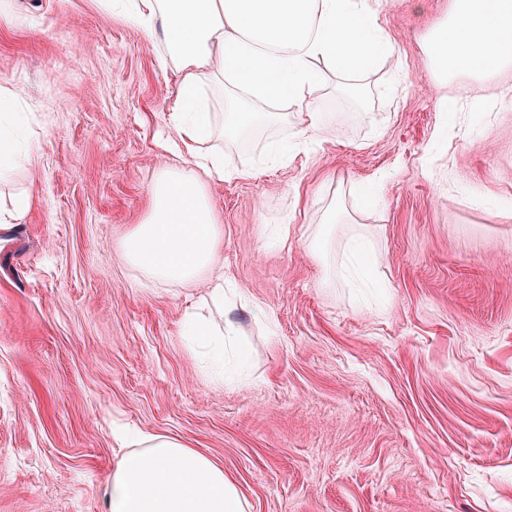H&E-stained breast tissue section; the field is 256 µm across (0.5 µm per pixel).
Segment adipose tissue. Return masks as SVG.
<instances>
[{
  "label": "adipose tissue",
  "instance_id": "ef3b65f1",
  "mask_svg": "<svg viewBox=\"0 0 512 512\" xmlns=\"http://www.w3.org/2000/svg\"><path fill=\"white\" fill-rule=\"evenodd\" d=\"M98 2L161 41L180 87L165 149L182 164L156 172L150 212L124 239L121 256L154 280L204 285L214 307L236 308L239 295L225 289L217 269L222 229L207 186L251 171L226 168L223 153L207 147L211 114L199 87L206 79L232 84L224 113L229 132L277 124L289 104L301 109L299 143L318 142L324 119L310 101L321 79L317 63L352 78L392 52L371 0ZM424 50L441 85L457 73L485 78L512 69V0H451ZM21 101L19 90L0 87V184L32 159L21 136ZM185 334L211 360V379L223 380V329L196 313ZM135 443L104 487L105 512H246L233 480L210 458L164 433L140 434Z\"/></svg>",
  "mask_w": 512,
  "mask_h": 512
}]
</instances>
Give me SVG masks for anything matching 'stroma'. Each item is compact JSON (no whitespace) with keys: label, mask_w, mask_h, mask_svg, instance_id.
<instances>
[{"label":"stroma","mask_w":512,"mask_h":512,"mask_svg":"<svg viewBox=\"0 0 512 512\" xmlns=\"http://www.w3.org/2000/svg\"><path fill=\"white\" fill-rule=\"evenodd\" d=\"M449 0H373L392 53L287 120L214 138L224 278L261 302L210 384L182 336L204 287L119 260L151 206L179 80L156 39L97 0H0V86L22 89L33 165L0 207V512H104L127 433L223 466L248 512H512V76L437 85L423 41ZM351 223L306 247L330 203ZM287 228V242L276 238ZM31 200L30 195H23L14 200L11 209H0V232L9 231L12 224H18L24 218L29 211Z\"/></svg>","instance_id":"stroma-1"}]
</instances>
